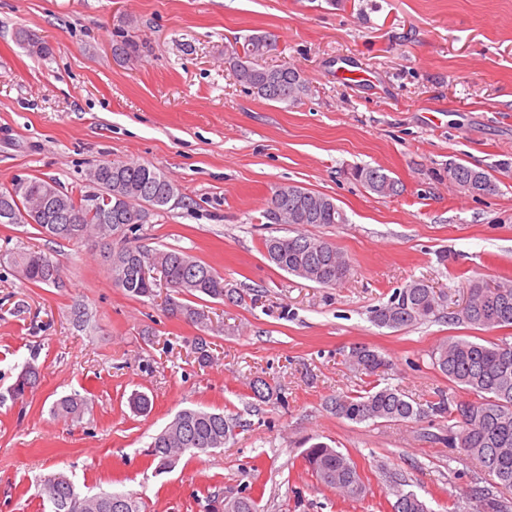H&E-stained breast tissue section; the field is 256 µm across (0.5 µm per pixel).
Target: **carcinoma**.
<instances>
[{
	"label": "carcinoma",
	"instance_id": "obj_1",
	"mask_svg": "<svg viewBox=\"0 0 512 512\" xmlns=\"http://www.w3.org/2000/svg\"><path fill=\"white\" fill-rule=\"evenodd\" d=\"M275 36L269 32L244 38L242 50L237 44L226 46L225 60L237 80L249 92L270 102L294 105L306 95L301 72L290 65L259 69L252 59L260 52L275 50ZM353 179L372 194L394 196L399 183L380 166H357ZM450 184L476 196L493 191L488 174L461 163H448ZM88 191L76 196L52 178H26L0 188V211H15L14 223L33 224L45 237L72 244H91L103 249V257L115 285L135 299L156 297L157 283L141 274L143 267L164 273L167 294L164 310L181 316L198 327L201 336L194 345L199 366L213 360L206 335L212 330L207 306L197 307L188 298L238 301L242 295L224 286V278L210 265L177 248H148L138 243L136 232L148 222L155 210L179 200V190L161 170L142 163L118 160L101 161L87 173ZM112 196V223L101 219L96 203L104 195ZM155 198V210L145 211L141 202ZM76 214V224H51L44 221L41 208ZM264 218L272 224H345L347 217L332 197L299 185L280 184L271 189ZM265 257L278 269L326 288H335L351 274L352 265L336 245L325 239L306 235L270 236L263 242ZM0 260L16 276L35 286L61 283L60 268L51 253L41 250L6 251ZM442 307L433 287L413 281L396 291L387 303L371 311V320L379 328L402 330L438 318ZM448 320L465 323L474 330L512 328V279L493 284L473 281L468 288L466 308L448 313ZM434 367L448 381L473 394L477 400L443 398L422 405L400 389L381 384L388 361L365 345L353 346L347 356L349 367L369 378L367 388L355 394L331 397L326 407L338 418L354 423L416 422L432 415L448 417V435L444 441L457 452L455 459L475 465L470 498L480 504L481 512H503L508 498L503 490H512V341H489L479 336H450L431 354ZM39 378L37 368L26 366L11 388L20 398L33 388ZM253 394L263 400L282 399L281 392L258 378L250 384ZM131 411L150 412L152 402L141 392L128 398ZM90 411L89 399L71 393L57 399L50 408L55 419L79 420ZM237 423L220 412L186 408L179 411L150 441L146 455L158 473L176 467L186 454L209 453L236 435ZM303 460L325 486L357 501L366 494V486L357 466L339 450L325 443H314L304 450ZM42 498L49 512H113L108 498L114 492L89 495L63 472L42 480ZM404 499L401 512H432L425 500L412 491L396 493ZM205 512H258L257 500L249 493L231 499L214 496Z\"/></svg>",
	"mask_w": 512,
	"mask_h": 512
}]
</instances>
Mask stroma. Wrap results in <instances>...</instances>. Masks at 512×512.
Listing matches in <instances>:
<instances>
[{
	"label": "stroma",
	"mask_w": 512,
	"mask_h": 512,
	"mask_svg": "<svg viewBox=\"0 0 512 512\" xmlns=\"http://www.w3.org/2000/svg\"><path fill=\"white\" fill-rule=\"evenodd\" d=\"M24 31L49 54L30 55ZM265 31L277 48L263 65L306 81L296 105L255 98L224 62L228 42ZM122 36L140 46L132 60L112 54ZM105 159L159 167L179 188L181 203L152 215L140 244L187 252L246 300L215 304L220 331L202 368L197 328L125 294L99 248L0 224V250L52 253L63 281L37 287L0 266V512H48L38 485L56 471L94 493H136L143 512H202L206 496L249 485L265 489L258 512H391L399 489L432 512L466 502L473 472L448 459L447 419L356 424L325 402L364 389L344 363L358 344L390 361L388 383L411 399L451 394L431 352L470 328L441 318L393 331L371 309L415 280L451 308L470 280L512 277V0H0V187L53 178L77 194ZM452 161L487 173L494 190L456 192ZM363 165L385 168L399 195L362 188L350 171ZM279 184L344 211L346 223L307 228L350 258L339 287L265 258V237L291 232L264 218ZM31 359L40 380L13 398ZM258 376L287 405L253 398ZM75 390L91 412L52 418V402ZM135 390L149 414L130 411ZM184 408L223 412L237 434L155 473L144 450ZM315 442L356 463L364 500L308 471L302 453Z\"/></svg>",
	"instance_id": "35a3bbf8"
}]
</instances>
